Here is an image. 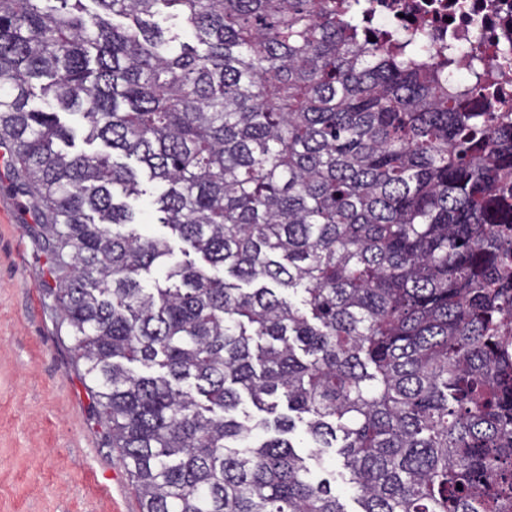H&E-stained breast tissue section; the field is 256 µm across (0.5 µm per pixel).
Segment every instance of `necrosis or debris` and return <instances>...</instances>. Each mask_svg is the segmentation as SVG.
Here are the masks:
<instances>
[{"instance_id": "1", "label": "necrosis or debris", "mask_w": 512, "mask_h": 512, "mask_svg": "<svg viewBox=\"0 0 512 512\" xmlns=\"http://www.w3.org/2000/svg\"><path fill=\"white\" fill-rule=\"evenodd\" d=\"M370 0L366 33L372 38L423 34L432 54L453 56L451 82L472 88L484 105L512 102V0Z\"/></svg>"}]
</instances>
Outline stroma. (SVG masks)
Returning <instances> with one entry per match:
<instances>
[{
  "instance_id": "stroma-1",
  "label": "stroma",
  "mask_w": 512,
  "mask_h": 512,
  "mask_svg": "<svg viewBox=\"0 0 512 512\" xmlns=\"http://www.w3.org/2000/svg\"><path fill=\"white\" fill-rule=\"evenodd\" d=\"M32 221L0 162V512H140L58 338Z\"/></svg>"
}]
</instances>
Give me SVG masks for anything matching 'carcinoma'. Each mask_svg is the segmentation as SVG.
Returning a JSON list of instances; mask_svg holds the SVG:
<instances>
[{"label": "carcinoma", "instance_id": "1", "mask_svg": "<svg viewBox=\"0 0 512 512\" xmlns=\"http://www.w3.org/2000/svg\"><path fill=\"white\" fill-rule=\"evenodd\" d=\"M424 56L349 0H0V145L141 512H347L330 448L357 512H512V107Z\"/></svg>", "mask_w": 512, "mask_h": 512}]
</instances>
